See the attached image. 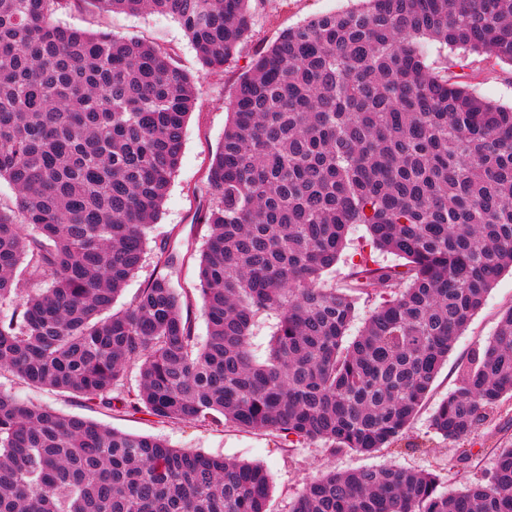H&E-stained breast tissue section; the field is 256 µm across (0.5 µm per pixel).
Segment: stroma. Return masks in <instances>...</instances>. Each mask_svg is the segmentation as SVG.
<instances>
[{
	"instance_id": "35a3bbf8",
	"label": "stroma",
	"mask_w": 512,
	"mask_h": 512,
	"mask_svg": "<svg viewBox=\"0 0 512 512\" xmlns=\"http://www.w3.org/2000/svg\"><path fill=\"white\" fill-rule=\"evenodd\" d=\"M357 5L358 0H251L255 14L252 31L242 50L218 75L208 73L202 67L184 30L172 17L153 13H99L81 4L69 5L57 12V19L64 25L91 32L108 30L166 49L177 65L193 76L198 88L195 108L186 122L182 156L161 218L149 235L145 261L127 283L116 302L117 307H125L133 300L153 273L163 250L169 249L185 257L184 264L173 275V284L192 309H199L197 263L207 234L206 226L197 220L208 199L203 177L224 137L227 103L238 79L250 68L256 51L269 46L286 28ZM447 57L463 61L461 79L480 95L503 105L512 104V66L491 65L483 56L428 44V62L438 65ZM511 306L512 273L507 272L497 280L467 330L457 338L426 405L406 434L404 445L397 449L385 448L370 456L352 452L332 455L318 442L294 446L279 434L245 430L230 424L163 423L145 413L125 409L117 400L113 401L111 411L104 412L88 407L81 398L26 385L7 373L0 375V391L24 401L52 406L66 414L89 417L126 433L158 437L175 448L263 465L271 477L269 512H290L306 482L322 473L383 464L436 473L443 489L452 491L458 488L461 475L458 449L455 443L431 432L430 415L448 391L455 388L459 364L473 348L494 336L502 312Z\"/></svg>"
}]
</instances>
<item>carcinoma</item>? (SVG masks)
Here are the masks:
<instances>
[{"instance_id": "obj_1", "label": "carcinoma", "mask_w": 512, "mask_h": 512, "mask_svg": "<svg viewBox=\"0 0 512 512\" xmlns=\"http://www.w3.org/2000/svg\"><path fill=\"white\" fill-rule=\"evenodd\" d=\"M67 0H0V372L166 423L239 428L371 455L400 443L459 335L512 270V106L424 44L512 65V0H364L284 30L253 59L205 174L195 334L169 255L129 305L177 171L194 78L132 36L64 25ZM173 17L221 72L251 0H83ZM31 227L26 233L22 225ZM369 232L345 282L323 278ZM401 259L383 265L368 249ZM47 287L18 302L27 279ZM375 302L347 340L360 302ZM276 323L265 361L251 351ZM134 369L136 387L124 388ZM512 396V307L430 416L450 442ZM484 449L463 448V471ZM455 491L391 465L328 472L290 512H512V444ZM259 464L176 449L0 391V512H269ZM275 322L274 315L264 316L253 330L251 344L254 354L258 359L265 358Z\"/></svg>"}]
</instances>
